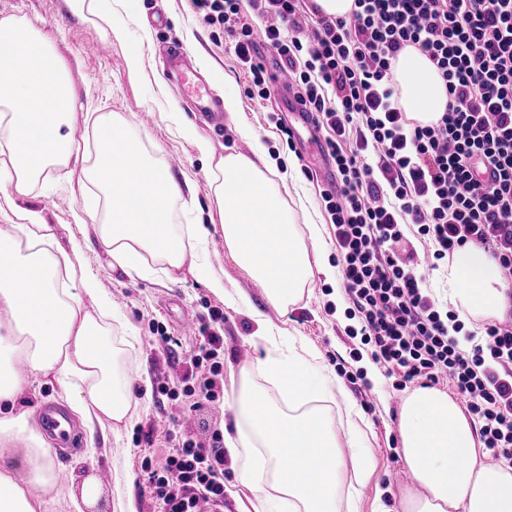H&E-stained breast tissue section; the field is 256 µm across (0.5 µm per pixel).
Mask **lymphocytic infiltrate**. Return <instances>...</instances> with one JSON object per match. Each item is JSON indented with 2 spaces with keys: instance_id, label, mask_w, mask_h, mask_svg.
Here are the masks:
<instances>
[{
  "instance_id": "obj_1",
  "label": "lymphocytic infiltrate",
  "mask_w": 512,
  "mask_h": 512,
  "mask_svg": "<svg viewBox=\"0 0 512 512\" xmlns=\"http://www.w3.org/2000/svg\"><path fill=\"white\" fill-rule=\"evenodd\" d=\"M231 37L236 63L267 99L252 33L267 44L314 112L336 170L321 192L343 287L375 363L400 372L394 391L451 380L494 459L512 461V322L466 330L425 285L412 241L434 259L476 245L512 279V0H353L341 18L307 0H189ZM414 46L436 65L448 93L438 122H413L391 87L393 59ZM375 152L377 164L366 160ZM490 180L481 181L477 168ZM186 360L182 390L155 394L200 412L224 399V312L209 311ZM163 460L141 468L158 512H198L224 498V438L169 431Z\"/></svg>"
}]
</instances>
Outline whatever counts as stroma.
<instances>
[{
    "instance_id": "1",
    "label": "stroma",
    "mask_w": 512,
    "mask_h": 512,
    "mask_svg": "<svg viewBox=\"0 0 512 512\" xmlns=\"http://www.w3.org/2000/svg\"><path fill=\"white\" fill-rule=\"evenodd\" d=\"M10 15L26 16L40 30L80 106L71 112L68 125L62 129L74 141L70 163L50 168L28 196L0 193V225L16 223L20 211H39L76 270L97 277L114 311L108 335L118 351L114 374L131 389L133 399V417L119 434L82 441L79 452L71 456L58 452L60 479L46 498L45 512H154L139 455L146 450L162 458L171 443L166 426L155 422L161 408L152 382L159 377H181L193 342L182 339L174 352L159 355L148 340L149 321L157 319L171 329L178 316L202 321L208 319L210 307L223 308L224 393L229 396L239 386L241 350H249L256 360L266 354L254 336L256 325L248 311L232 299L236 293L247 295L253 308L265 315L271 329L280 331L285 341L301 340L313 347L335 376L337 387L319 406L332 419L341 471L351 474L361 449L376 461V469L360 495L358 512H373L382 490L387 493L388 507L398 508L400 495L415 489L407 480L392 482L387 478L389 471L405 467L399 434L401 407L392 392L398 377L380 371L370 348L348 337V329L358 326L359 320L351 315L353 306L341 281L315 276L302 298L284 313L267 301L254 278L237 265L224 246L222 214L209 187L210 174L219 157L250 154V138L255 135L261 138L279 172L286 175L275 186L287 200L296 223L318 224L323 258L330 263L335 260L336 249L320 197L318 169L322 160L305 153L298 139L281 132L279 122L288 116L284 105L274 96L260 102L248 98L250 79L236 64L222 29L206 24L186 0H121L114 20L125 26L126 35L119 41L104 34L96 17L85 20L73 16L64 0H0V18ZM89 44L99 46L98 55L85 53ZM172 44L187 51L201 74L222 93L240 101L243 123L228 120L209 126L200 122L183 91L164 79L163 58ZM134 51L141 52L142 65L133 73L127 58ZM169 103L176 106L182 121L194 128L195 139L184 138L175 124L162 119L160 110ZM99 109L121 115L129 136L142 142L146 160L168 167L183 192L193 193L200 202L196 209L186 208L179 200L172 205L174 229L201 223L210 230L207 241L195 246L174 279L127 276L113 267L100 238L98 220L75 221L82 198L91 189L82 170L96 157L90 114ZM199 138L210 143L211 154L198 151L195 141ZM201 261L210 262L223 276L227 296L214 294L197 280L192 267ZM351 406L364 418V437L360 440L352 437L346 424ZM146 430L152 433L151 442L136 447L134 437ZM88 481L96 483L98 495L86 506L81 490Z\"/></svg>"
}]
</instances>
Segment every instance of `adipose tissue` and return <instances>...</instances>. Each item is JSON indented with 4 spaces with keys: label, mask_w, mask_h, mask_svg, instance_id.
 <instances>
[{
    "label": "adipose tissue",
    "mask_w": 512,
    "mask_h": 512,
    "mask_svg": "<svg viewBox=\"0 0 512 512\" xmlns=\"http://www.w3.org/2000/svg\"><path fill=\"white\" fill-rule=\"evenodd\" d=\"M399 103L416 122H436L448 103L445 83L421 51L404 47L392 66ZM74 97L58 59L46 51L26 18L0 19V192L29 195L51 166L66 165L73 152L61 129ZM120 117L96 113L98 151L83 176L96 193L84 197L76 222L105 214L100 237L112 263L128 275H142L147 258L180 268L189 245L209 234L201 224L183 234L170 226V207L181 196L166 167L145 162L138 140L113 138ZM266 148L253 138L252 153L221 158L211 174L223 216L224 245L236 262L266 285L270 303L288 309L301 299L307 281L333 268L312 259L319 250L317 225L299 232L288 206L274 188L270 166H259ZM17 224L0 226V512H41L44 494L55 486V452L31 413L17 410L16 398L33 374L53 375L70 409L87 432L110 430L130 418V394L115 381L116 352L104 339L111 301L96 281L62 267L54 234L39 212L25 210ZM81 293H74V286ZM97 298L95 313L84 312L82 295ZM448 301L477 318L501 319L512 309V285L494 259L473 245L456 249L448 262ZM24 358L28 371L14 369ZM262 373L273 390L255 389L250 378ZM332 384L317 354L307 345L275 351L242 367L232 404L242 427L224 438L231 457L260 449L236 479L250 488L251 512H340L341 498L356 502L373 471L361 459L350 480L340 471V450L328 417L314 409ZM399 431L403 458L418 476V494L406 495L400 512H512V466L491 465L477 448L472 423L459 402L436 388L414 391L403 403ZM291 468H283V458ZM25 470L26 483L12 473Z\"/></svg>",
    "instance_id": "1"
}]
</instances>
